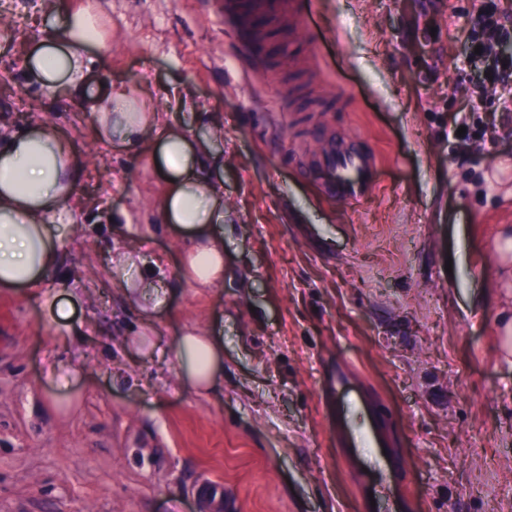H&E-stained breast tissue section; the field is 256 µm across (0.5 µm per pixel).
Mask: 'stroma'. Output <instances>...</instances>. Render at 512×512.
Segmentation results:
<instances>
[{"label": "stroma", "instance_id": "obj_1", "mask_svg": "<svg viewBox=\"0 0 512 512\" xmlns=\"http://www.w3.org/2000/svg\"><path fill=\"white\" fill-rule=\"evenodd\" d=\"M59 3L0 0V130L51 122L83 165L56 271L0 289V512H202L208 486L224 512H366L379 465L360 456L356 480L337 464L332 381L350 370L369 407L349 418L381 427L405 512H512V94L470 98L480 0H304L262 55L221 0H96V70L222 162L224 284H175L151 314L113 279L139 236L145 265L174 279L181 262L152 145L98 141L90 113L21 68L58 36ZM465 114L495 138L451 137ZM355 135L378 188L346 209L313 147ZM191 326L223 330L221 393L181 382ZM141 336L159 347L137 353Z\"/></svg>", "mask_w": 512, "mask_h": 512}]
</instances>
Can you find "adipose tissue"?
<instances>
[{
  "instance_id": "1",
  "label": "adipose tissue",
  "mask_w": 512,
  "mask_h": 512,
  "mask_svg": "<svg viewBox=\"0 0 512 512\" xmlns=\"http://www.w3.org/2000/svg\"><path fill=\"white\" fill-rule=\"evenodd\" d=\"M59 37L43 41L28 55L29 82L48 90L66 82L79 105L91 112L98 138L131 147L146 142L159 117L139 111L123 82L101 80L82 52L105 50L101 17L91 0H64ZM166 184L160 211L165 224L183 239L179 279L195 288L224 283V204L204 175L199 147L181 133L167 132L154 156ZM80 167L71 141L46 122L0 136V288L42 283L57 264L60 241L55 226L67 223L66 204L75 193ZM53 223H46V216ZM118 287L140 290L143 310L162 306L171 289L162 267L146 269L133 254L116 268ZM174 354L182 378L200 392L215 391L224 378V345L219 337L189 330Z\"/></svg>"
}]
</instances>
